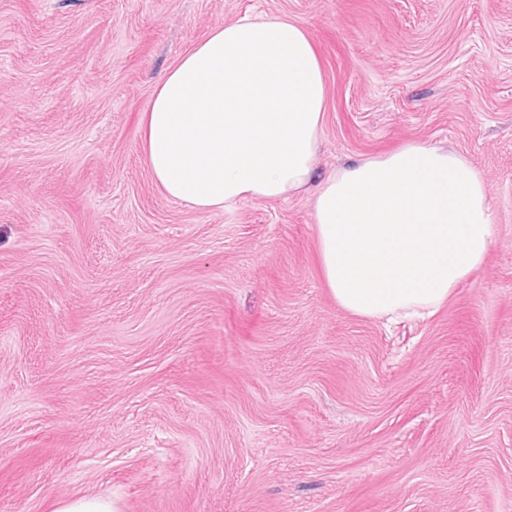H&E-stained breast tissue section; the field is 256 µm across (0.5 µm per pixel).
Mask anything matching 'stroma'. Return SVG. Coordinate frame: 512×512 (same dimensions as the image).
<instances>
[{"instance_id": "35a3bbf8", "label": "stroma", "mask_w": 512, "mask_h": 512, "mask_svg": "<svg viewBox=\"0 0 512 512\" xmlns=\"http://www.w3.org/2000/svg\"><path fill=\"white\" fill-rule=\"evenodd\" d=\"M285 16L318 174L419 141L495 242L431 317L336 303L312 190L197 210L139 121L216 26ZM512 512V0H0V512ZM54 512H115V508L110 500L83 496L61 502Z\"/></svg>"}]
</instances>
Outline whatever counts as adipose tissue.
<instances>
[{
	"mask_svg": "<svg viewBox=\"0 0 512 512\" xmlns=\"http://www.w3.org/2000/svg\"><path fill=\"white\" fill-rule=\"evenodd\" d=\"M325 104L320 59L297 22L219 25L157 82L144 161L164 195L197 209L285 198L313 176ZM313 210L326 284L361 317L434 313L484 266L494 236L477 167L418 142L339 169Z\"/></svg>",
	"mask_w": 512,
	"mask_h": 512,
	"instance_id": "adipose-tissue-1",
	"label": "adipose tissue"
}]
</instances>
